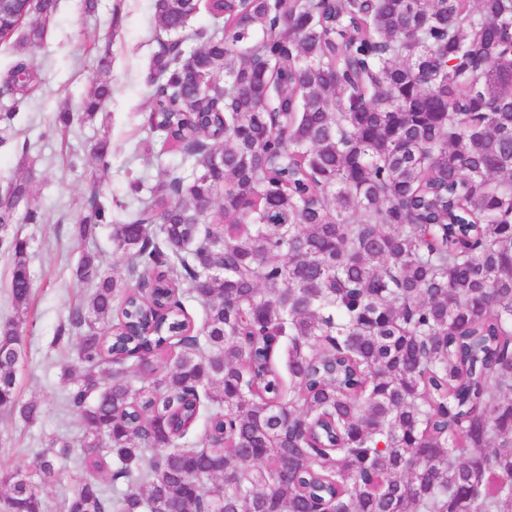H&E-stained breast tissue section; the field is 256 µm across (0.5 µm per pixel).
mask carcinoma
I'll return each instance as SVG.
<instances>
[{
    "instance_id": "carcinoma-1",
    "label": "carcinoma",
    "mask_w": 512,
    "mask_h": 512,
    "mask_svg": "<svg viewBox=\"0 0 512 512\" xmlns=\"http://www.w3.org/2000/svg\"><path fill=\"white\" fill-rule=\"evenodd\" d=\"M56 4L0 0V43L41 42ZM155 22L146 124L180 172L133 204L94 187L71 225H112L135 283L80 258L95 290L55 341L80 335L82 434L0 475L6 512H50L76 447L65 512H512V0H155ZM34 78L12 67L3 120ZM29 192L0 196V413L33 421ZM11 269L12 255L6 250L0 249V321L8 320L16 315L9 288ZM79 449L77 448L71 457L58 462L61 472L60 479L43 489V498L52 506L59 504L69 494L72 486L84 476L79 459Z\"/></svg>"
}]
</instances>
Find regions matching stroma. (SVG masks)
<instances>
[{
    "mask_svg": "<svg viewBox=\"0 0 512 512\" xmlns=\"http://www.w3.org/2000/svg\"><path fill=\"white\" fill-rule=\"evenodd\" d=\"M154 0H99L95 13H85L81 0H59L43 41L25 48L36 78L25 104L10 122L8 140L0 144V189L21 161L30 165L28 208L41 221H17L15 231L28 241L32 300L23 344L25 361L18 373L19 399L39 402L35 421L0 416V472L33 474L38 453L50 437L81 435L77 414L63 410L67 393L82 374L78 337L63 343L54 338L69 309L94 291L76 282L72 270L84 251L101 252L103 269L116 278L126 275V261L112 247V227L100 225L94 239L83 241L69 231L85 209L92 188L108 197L129 199L132 176L144 167L134 148L147 135L143 117L149 103V76L157 44L152 38ZM14 46L0 45V77L14 64ZM108 83L112 96L102 119L81 121L85 94L92 79ZM73 121L66 133L56 131L59 113ZM108 136V168H101L92 148Z\"/></svg>",
    "mask_w": 512,
    "mask_h": 512,
    "instance_id": "obj_1",
    "label": "stroma"
}]
</instances>
